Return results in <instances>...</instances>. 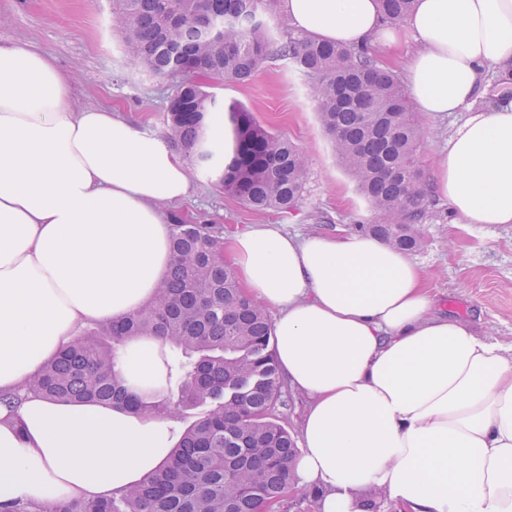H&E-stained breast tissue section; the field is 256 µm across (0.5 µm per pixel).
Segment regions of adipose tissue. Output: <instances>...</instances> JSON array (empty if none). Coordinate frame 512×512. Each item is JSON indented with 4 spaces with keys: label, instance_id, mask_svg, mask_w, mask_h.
I'll return each mask as SVG.
<instances>
[{
    "label": "adipose tissue",
    "instance_id": "obj_1",
    "mask_svg": "<svg viewBox=\"0 0 512 512\" xmlns=\"http://www.w3.org/2000/svg\"><path fill=\"white\" fill-rule=\"evenodd\" d=\"M300 34L347 47L415 42V112L466 111L435 162L463 224H512V101L480 108L487 68L512 67V0H415L403 26L378 0H280ZM186 162L104 107L75 108L47 53L0 42V392L28 380L79 327L135 312L172 261L164 207L187 198ZM224 258L244 293L278 309V363L309 399L295 486L316 512H363L380 489L399 512H512V346L439 314L405 252L348 233L257 224ZM126 382L162 381L155 337L120 350ZM171 421L98 403H0V502L109 497L166 463Z\"/></svg>",
    "mask_w": 512,
    "mask_h": 512
}]
</instances>
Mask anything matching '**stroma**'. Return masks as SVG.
I'll return each mask as SVG.
<instances>
[{
	"label": "stroma",
	"mask_w": 512,
	"mask_h": 512,
	"mask_svg": "<svg viewBox=\"0 0 512 512\" xmlns=\"http://www.w3.org/2000/svg\"><path fill=\"white\" fill-rule=\"evenodd\" d=\"M0 40L24 41L50 53L70 78L75 107H108L166 136L164 118L178 79L151 75L131 62L112 25L109 0H0ZM310 85V78L280 59L267 60L244 82L206 81L207 90L225 102H240L303 152L307 179L296 208L254 212L225 193L211 171L194 166L192 194L168 205V213L191 224L222 225L227 236L252 224L306 236L353 232L370 223V205L339 162ZM464 118L454 112L423 120L419 162L426 174H434L437 155ZM421 231L424 246L412 258L424 267L438 310L467 320L478 335L511 345L512 224L458 223L447 199L437 196Z\"/></svg>",
	"instance_id": "35a3bbf8"
}]
</instances>
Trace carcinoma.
Returning <instances> with one entry per match:
<instances>
[{"instance_id":"1","label":"carcinoma","mask_w":512,"mask_h":512,"mask_svg":"<svg viewBox=\"0 0 512 512\" xmlns=\"http://www.w3.org/2000/svg\"><path fill=\"white\" fill-rule=\"evenodd\" d=\"M275 0H112L127 54L143 70L182 75L166 115L169 138L191 158L204 153L224 190L258 213L296 206L307 175L302 152L266 129L237 102L221 103L198 75L244 81L280 58L314 79L322 127L342 165L368 200L362 229L403 252L422 244L430 184L417 163L424 138L419 116L397 77L366 49L281 36L258 19ZM385 19L406 17L413 0H379ZM222 27L211 40L201 29ZM215 224H172V262L152 302L117 321L80 328L73 344L26 385L43 397L125 407L183 421L170 461L140 483L107 498L35 507L21 500L0 512H266L283 497L297 457L280 416L286 406L272 322L244 295L224 263ZM138 336L169 345L166 394L136 393L120 376L119 346ZM178 393L177 399L169 394Z\"/></svg>"}]
</instances>
